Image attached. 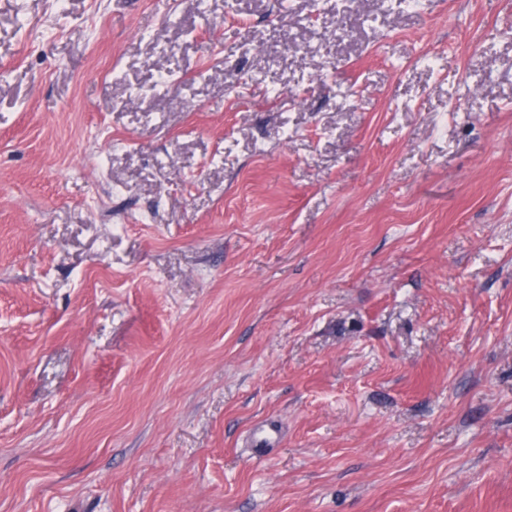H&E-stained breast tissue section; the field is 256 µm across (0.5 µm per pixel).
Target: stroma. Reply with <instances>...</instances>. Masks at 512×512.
Segmentation results:
<instances>
[{"label":"stroma","mask_w":512,"mask_h":512,"mask_svg":"<svg viewBox=\"0 0 512 512\" xmlns=\"http://www.w3.org/2000/svg\"><path fill=\"white\" fill-rule=\"evenodd\" d=\"M510 30L0 0V512H512ZM281 426L278 421L264 420L255 424L248 434V446L256 459H266L279 448Z\"/></svg>","instance_id":"1"}]
</instances>
